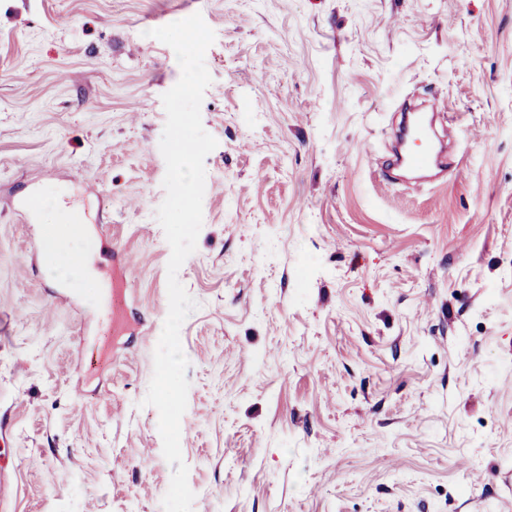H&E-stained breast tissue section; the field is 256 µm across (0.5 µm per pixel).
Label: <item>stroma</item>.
I'll return each instance as SVG.
<instances>
[{
    "label": "stroma",
    "instance_id": "stroma-1",
    "mask_svg": "<svg viewBox=\"0 0 512 512\" xmlns=\"http://www.w3.org/2000/svg\"><path fill=\"white\" fill-rule=\"evenodd\" d=\"M196 13L193 512H512V0H0V512H163L143 400L181 69L148 32ZM414 94L456 132L445 181L379 174ZM40 188L70 190L92 284L44 267Z\"/></svg>",
    "mask_w": 512,
    "mask_h": 512
}]
</instances>
